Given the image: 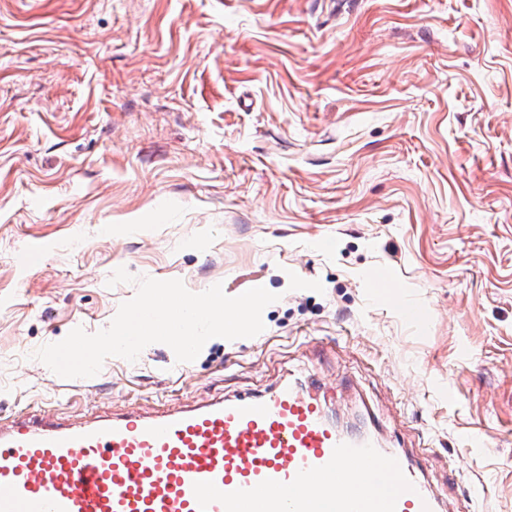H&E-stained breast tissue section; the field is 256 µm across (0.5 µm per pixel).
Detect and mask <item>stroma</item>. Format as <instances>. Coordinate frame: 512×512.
Wrapping results in <instances>:
<instances>
[{"instance_id": "stroma-1", "label": "stroma", "mask_w": 512, "mask_h": 512, "mask_svg": "<svg viewBox=\"0 0 512 512\" xmlns=\"http://www.w3.org/2000/svg\"><path fill=\"white\" fill-rule=\"evenodd\" d=\"M120 267L279 299L189 363L47 370ZM310 373L450 512H512V0H0V417Z\"/></svg>"}]
</instances>
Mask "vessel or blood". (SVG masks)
<instances>
[{
  "label": "vessel or blood",
  "mask_w": 512,
  "mask_h": 512,
  "mask_svg": "<svg viewBox=\"0 0 512 512\" xmlns=\"http://www.w3.org/2000/svg\"><path fill=\"white\" fill-rule=\"evenodd\" d=\"M417 464L295 379L90 421L0 417V512H440Z\"/></svg>",
  "instance_id": "vessel-or-blood-1"
}]
</instances>
